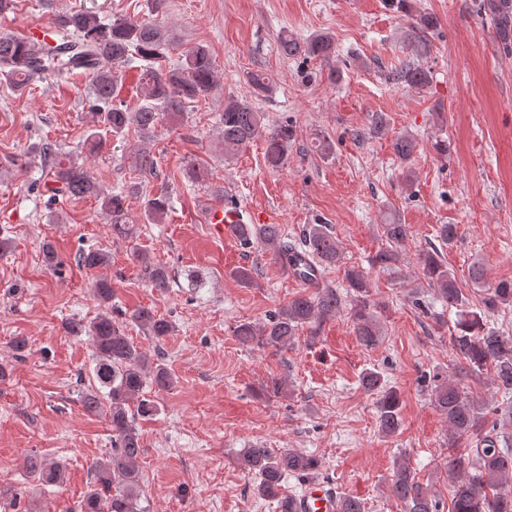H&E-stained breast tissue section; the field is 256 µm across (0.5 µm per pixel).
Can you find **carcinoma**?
<instances>
[{
    "label": "carcinoma",
    "instance_id": "carcinoma-1",
    "mask_svg": "<svg viewBox=\"0 0 512 512\" xmlns=\"http://www.w3.org/2000/svg\"><path fill=\"white\" fill-rule=\"evenodd\" d=\"M389 6L413 20V50L416 55L429 53L430 36L438 25L437 17L418 7L417 0H389ZM150 18L143 20H108L89 10H71L55 16V32L50 39H38L9 33L0 34V79L16 95H22L36 78L62 77L81 74L91 78L92 107L99 124L92 126L85 137L90 149L101 150L108 138L124 139L131 128L144 135L151 134L159 124L184 120L189 104L211 92L216 84V71L208 47L200 44L181 54L168 67H162L170 50L160 27L152 20L167 9V0H147ZM479 10L490 16L496 38L502 50L512 53V0H480ZM282 51L291 57L306 56L329 62L336 55V45L328 35H317L300 42L284 33L280 37ZM135 68L140 72L142 98L131 108L118 98L122 69ZM392 80L412 88H422L430 82V72L419 64L407 61L392 72ZM224 159L230 160L252 140L266 141L265 161L272 168H281L288 161V150L296 140L295 126L282 122L269 127L264 114L243 100L229 98L220 116ZM417 141L408 135L394 138L392 150L404 163L415 152ZM44 166L49 168L46 191L66 197L94 198L112 224V235L127 239L133 235L128 217V200L140 193L142 183L133 182L117 192L106 193L93 181L75 160L51 147L40 152ZM129 170L139 177L156 175L157 158L146 147H130ZM171 208V196L165 192L149 194L144 201V219L159 224ZM383 234L393 248L381 250L372 264L387 268L396 261L394 248L408 236L407 225L389 213L384 218ZM233 233L243 248L259 246L286 261L288 252L301 249L309 253L318 269L336 263L339 256L336 236L328 224H311L303 240H287L278 224H235ZM142 276L148 286L163 291L169 287L171 272L149 256L137 255ZM76 263L88 270L103 269L110 256L101 249L79 251ZM419 268L436 298L448 310L455 311L451 344L458 358L469 369L480 374L490 368V381L503 394L512 392V335L487 327L484 319L512 306V282L501 281L485 287V273L475 264L470 281L482 289L479 310L472 309L454 272L441 254L433 249L418 257ZM349 297L330 287L313 293H299L271 316L261 327L243 322L234 333L242 343L255 339L287 348L296 340L301 328L319 324L349 308L353 331L365 347L375 346L381 336L377 311L368 300L367 274L353 268L346 274ZM94 293L100 305L112 304L111 282L105 277L96 279ZM131 321L147 330L158 340L174 331L173 324L148 308L131 314ZM88 330L95 348L92 384L81 392L80 402L89 413L105 408L112 431V452L93 467V488L85 495L82 512H142L140 505L139 463L142 440L135 425L138 416H150L157 404L144 397V389L153 385L170 389L175 379L161 363L150 360L124 335L122 323L103 311L84 326L71 324V330ZM362 389L375 396L378 427L386 436L394 435L400 427L401 401L396 390L387 386L380 373L366 370L361 374ZM433 402L445 417L450 430L447 466L456 474L451 491V512H512V438L502 430L503 422H489L487 407L476 402L451 377H433ZM462 440L468 447L458 448ZM241 466L254 475L259 497L277 503L278 512H299L300 499L284 490L289 476L310 478L321 468V461L293 449L247 448L240 458ZM29 477L45 485H58L64 478L61 463L40 455L25 461ZM394 500L404 504L407 512H440L439 500L416 481L410 469L397 468L390 489Z\"/></svg>",
    "mask_w": 512,
    "mask_h": 512
}]
</instances>
